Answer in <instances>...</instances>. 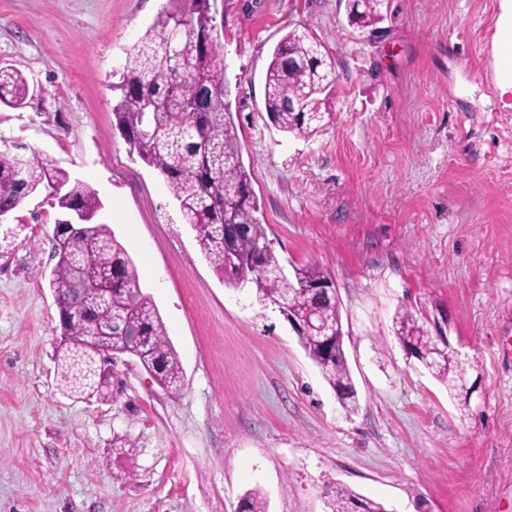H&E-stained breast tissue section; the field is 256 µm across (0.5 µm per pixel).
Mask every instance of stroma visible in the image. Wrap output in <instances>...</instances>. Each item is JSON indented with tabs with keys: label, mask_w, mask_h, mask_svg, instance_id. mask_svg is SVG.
Returning <instances> with one entry per match:
<instances>
[{
	"label": "stroma",
	"mask_w": 512,
	"mask_h": 512,
	"mask_svg": "<svg viewBox=\"0 0 512 512\" xmlns=\"http://www.w3.org/2000/svg\"><path fill=\"white\" fill-rule=\"evenodd\" d=\"M500 0H381L365 34L346 0H218L242 163L285 271L334 280L357 392L342 406L278 308L225 286L166 181L133 153L115 72L165 0H0V65L30 100L0 132L93 187L183 371L164 390L118 354L108 400L62 393L49 286L57 208L43 195L0 240V512H330L344 486L388 512H512V108L491 74ZM310 27L336 80L309 138L264 109L273 46ZM441 329L469 395L393 332ZM135 454L110 453L113 437Z\"/></svg>",
	"instance_id": "1"
}]
</instances>
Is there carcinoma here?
I'll return each mask as SVG.
<instances>
[{"label":"carcinoma","instance_id":"obj_1","mask_svg":"<svg viewBox=\"0 0 512 512\" xmlns=\"http://www.w3.org/2000/svg\"><path fill=\"white\" fill-rule=\"evenodd\" d=\"M217 0H167L128 53L120 100L113 108L119 129L137 156L170 186L180 219L196 232L200 250L213 271L232 288L248 284L257 299L284 305L305 320L299 335L308 357L344 405L355 402L356 390L344 352L340 302L336 292L320 287L331 277L319 267L294 269L288 279L267 240L250 174L240 159L235 122L229 112L224 54L215 32ZM378 0H354L348 9L359 27L371 26ZM319 39L307 28H294L274 47L265 75V111L284 133L305 138L323 128L328 115L324 97L333 80H322L306 65ZM210 92L206 107L197 108L202 90ZM28 81L16 67H0V104L25 107ZM300 99L305 113L288 107ZM45 192L60 217L80 211L92 223L80 230L58 228L52 245L56 263L49 273L59 313L61 343L57 377L62 391L75 396L105 397L110 370L83 347L97 322L112 323V340L101 351L136 358L165 389L181 386L183 371L152 298L144 294L138 273L109 225L97 222L102 202L87 183L71 180L49 156L0 135V212L14 211L21 201ZM108 282L112 305L95 285ZM395 337L448 390H459L466 368L450 350L435 357L437 337L406 309L393 319ZM243 512H266L259 494L241 501ZM331 512H387L384 504L338 486Z\"/></svg>","mask_w":512,"mask_h":512}]
</instances>
